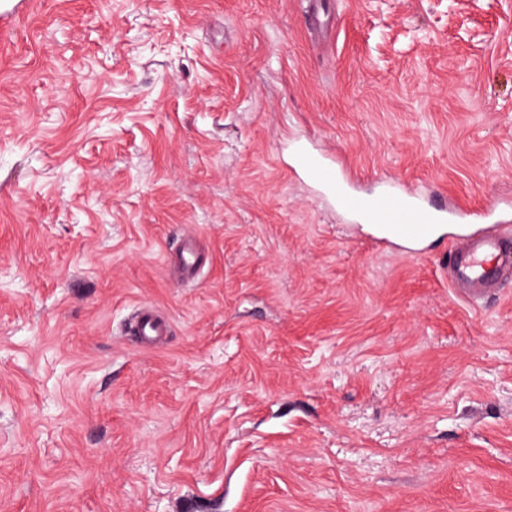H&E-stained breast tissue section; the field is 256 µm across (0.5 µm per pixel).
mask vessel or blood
<instances>
[{"mask_svg":"<svg viewBox=\"0 0 512 512\" xmlns=\"http://www.w3.org/2000/svg\"><path fill=\"white\" fill-rule=\"evenodd\" d=\"M294 174L316 186L353 221L383 225L399 239L423 240L435 224L474 225V232L456 242L448 266L449 286L461 289L472 299L494 293L505 273L512 271V245L499 235L479 229L480 224L496 221L501 207L470 210L408 191L395 179L386 181L381 191L367 198L344 178L339 159L313 153L303 146L296 152ZM202 261V251L193 242L167 257L168 265L182 276L194 273ZM168 331L167 322L146 306L138 307L129 328L130 335L147 346L160 342Z\"/></svg>","mask_w":512,"mask_h":512,"instance_id":"obj_1","label":"vessel or blood"}]
</instances>
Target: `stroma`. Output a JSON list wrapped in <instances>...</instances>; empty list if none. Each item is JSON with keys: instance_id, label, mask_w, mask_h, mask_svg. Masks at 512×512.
Listing matches in <instances>:
<instances>
[{"instance_id": "stroma-1", "label": "stroma", "mask_w": 512, "mask_h": 512, "mask_svg": "<svg viewBox=\"0 0 512 512\" xmlns=\"http://www.w3.org/2000/svg\"><path fill=\"white\" fill-rule=\"evenodd\" d=\"M317 5L315 39L301 0L0 31V512H512V279L471 305L455 234L381 243L289 171L512 199V0ZM203 261L200 247L193 242L186 244L177 254L167 253V264L179 276H188L196 271ZM136 312L137 314L130 324L129 334L135 336L140 344L151 346L168 335L167 322L151 308L140 306Z\"/></svg>"}]
</instances>
